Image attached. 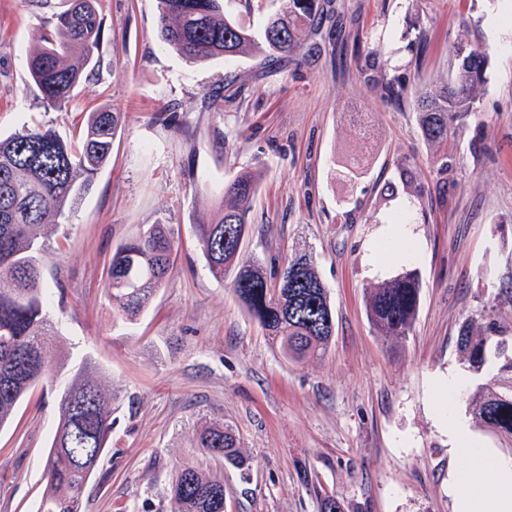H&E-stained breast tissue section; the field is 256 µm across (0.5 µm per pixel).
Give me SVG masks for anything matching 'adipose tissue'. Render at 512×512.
I'll return each mask as SVG.
<instances>
[{
	"mask_svg": "<svg viewBox=\"0 0 512 512\" xmlns=\"http://www.w3.org/2000/svg\"><path fill=\"white\" fill-rule=\"evenodd\" d=\"M451 429L456 440L454 451L466 460L463 485L457 490L459 512H512V466L497 462L485 449L473 446L464 422L452 421ZM486 468L498 470L497 483L492 488L473 491L475 476Z\"/></svg>",
	"mask_w": 512,
	"mask_h": 512,
	"instance_id": "ef3b65f1",
	"label": "adipose tissue"
}]
</instances>
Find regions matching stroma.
<instances>
[{
    "mask_svg": "<svg viewBox=\"0 0 512 512\" xmlns=\"http://www.w3.org/2000/svg\"><path fill=\"white\" fill-rule=\"evenodd\" d=\"M287 5L224 0V11L257 32ZM330 6L331 34L301 40L280 69L258 57L189 63L161 44L156 0H98L100 70L48 112L28 58L67 0H0L1 139L41 125L73 141L86 112L123 115L108 164L43 256L64 375L91 360L115 395L87 512H173L171 481L186 463L223 478L224 512H319L320 491L345 512H457L464 461L448 422L466 419L472 385L458 330L492 305L512 327L498 295L512 283V0ZM460 42L488 60L444 171L413 97L391 101L384 84L446 81ZM347 154L368 160L352 180L338 173ZM244 168L265 180L243 255L275 277L298 243L312 247L335 314L323 357L285 361L204 266L194 226ZM389 186L397 197L381 204ZM151 224L171 225L178 251L146 312L114 321L112 254ZM404 265L421 276V302L394 344L370 324L366 289ZM451 375L463 383L448 393ZM206 419L232 426L248 472L196 448ZM56 423V393L40 387L0 431V512H36Z\"/></svg>",
    "mask_w": 512,
    "mask_h": 512,
    "instance_id": "35a3bbf8",
    "label": "stroma"
}]
</instances>
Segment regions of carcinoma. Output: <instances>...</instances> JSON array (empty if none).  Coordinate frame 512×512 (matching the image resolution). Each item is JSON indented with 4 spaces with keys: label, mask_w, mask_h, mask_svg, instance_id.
Instances as JSON below:
<instances>
[{
    "label": "carcinoma",
    "mask_w": 512,
    "mask_h": 512,
    "mask_svg": "<svg viewBox=\"0 0 512 512\" xmlns=\"http://www.w3.org/2000/svg\"><path fill=\"white\" fill-rule=\"evenodd\" d=\"M160 39L191 63L239 56L292 60L302 34L316 36L324 18L320 0H288V8L267 18L261 39L224 13L222 0H157ZM101 39L96 0H68L67 9L43 28L30 55L31 81L41 105L60 110L99 68ZM448 82L415 96L417 122L431 145L448 144L474 110L484 81L487 53L460 44ZM120 113L99 107L88 113L74 148L51 128L35 126L0 140V428L13 423L22 398L58 379L64 366L61 337L48 312L42 277L47 241L109 161ZM262 173L244 171L224 187L214 219L194 224L205 267L216 280L233 274L234 294L288 359L323 355L334 335L329 290L304 246L283 265L271 286L257 260L241 250L248 234L250 201ZM176 250L166 224H151L112 254L107 292L115 320L134 322L162 286ZM421 280L414 268L368 287L367 315L376 333L399 341L411 332ZM491 308L465 320L457 350L472 373L468 413L482 431L512 453V331L495 322ZM112 433V387L86 361L59 393L57 428L45 457L44 489L38 512H86V491ZM196 447L243 470L248 459L232 428L204 426ZM174 512H224V480L193 465L176 470L171 483Z\"/></svg>",
    "instance_id": "carcinoma-1"
}]
</instances>
